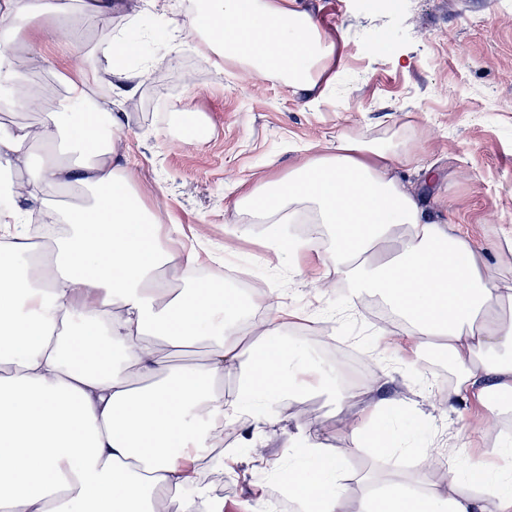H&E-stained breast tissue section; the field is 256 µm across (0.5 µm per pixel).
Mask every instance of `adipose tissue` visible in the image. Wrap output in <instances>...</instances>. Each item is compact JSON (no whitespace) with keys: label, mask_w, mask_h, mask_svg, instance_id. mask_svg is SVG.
Returning <instances> with one entry per match:
<instances>
[{"label":"adipose tissue","mask_w":512,"mask_h":512,"mask_svg":"<svg viewBox=\"0 0 512 512\" xmlns=\"http://www.w3.org/2000/svg\"><path fill=\"white\" fill-rule=\"evenodd\" d=\"M72 0H0V109L37 110L33 123H0V512H208L189 497L188 449H208L217 425L278 413L300 400L299 350L281 342L286 314L258 290L262 342L234 325V293L192 281L196 248L172 261L183 237L143 202L110 99L90 79H65L62 95L15 87L18 55L35 59L43 34L68 55L112 65L134 43L113 40L90 54L67 27ZM202 36L217 61L261 79H279L324 99L343 67L335 40L295 0H201L173 21L171 41ZM417 158L392 141L340 133L315 145L287 179L238 197L236 212L268 224H312L315 235L275 238L270 248L324 288L347 284L349 310L380 296L398 318L410 351L447 356L460 376L445 393L450 411L498 398L512 414V278L494 273L490 253L512 256V229L492 252L475 248L459 225L427 220L398 166ZM85 201L62 209L63 192ZM39 212L67 224L45 248L27 226ZM208 342L204 363L176 359ZM238 387L224 392L225 373ZM381 402L360 408L352 429L391 456L393 432ZM299 461H319L315 478L286 466L281 479L298 512H512V474L469 469L445 479L408 471L369 476V494L348 507L342 467L315 427L295 443Z\"/></svg>","instance_id":"1"}]
</instances>
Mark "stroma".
<instances>
[{"instance_id":"35a3bbf8","label":"stroma","mask_w":512,"mask_h":512,"mask_svg":"<svg viewBox=\"0 0 512 512\" xmlns=\"http://www.w3.org/2000/svg\"><path fill=\"white\" fill-rule=\"evenodd\" d=\"M337 42L344 66L336 88L317 105L308 95L278 80H257L232 63L215 67L199 37L179 48L157 38L145 23V0L116 13L110 25L76 13L74 21L89 44L110 36L136 39L144 49V78L133 97L137 108L121 116L120 135L129 163L149 186L146 206L167 223L198 230L221 262L201 261L198 276L225 284V266H239L250 281L268 283L291 310L308 319L282 327L281 337L303 341L307 360L332 350L348 357L369 383L356 403L340 405L318 391L285 404L277 417L254 428L234 427L237 475L190 485L205 490L222 512H248L260 499L277 512H294L281 499L276 475L287 466L288 437L315 425L347 476L345 493L358 501L360 474L379 471L380 455L366 449L344 423L358 403L381 401L400 408L395 451L409 470L421 468L429 450L450 449L458 462L499 468L487 454L488 429L463 425L438 404L439 392L454 377L446 358L423 351L416 363H402L391 344H376L375 333L390 320L388 306L368 299L357 316L337 321L346 290L322 292L266 245L267 225L246 223L232 199L259 178L284 179L303 148L333 140L398 139L402 148L435 177L424 182L404 172L432 220L461 225L480 247L512 226V0H298ZM72 71L66 50L46 37L29 72L38 89L59 95ZM200 116L204 137L188 141L183 115Z\"/></svg>"}]
</instances>
